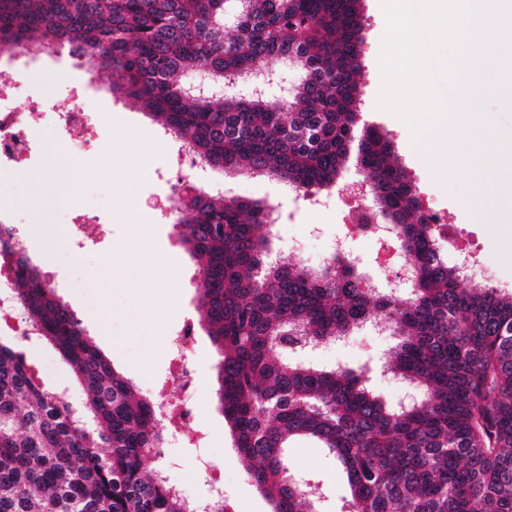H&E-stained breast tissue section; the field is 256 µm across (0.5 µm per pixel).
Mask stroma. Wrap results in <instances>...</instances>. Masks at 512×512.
Wrapping results in <instances>:
<instances>
[{"instance_id": "stroma-1", "label": "stroma", "mask_w": 512, "mask_h": 512, "mask_svg": "<svg viewBox=\"0 0 512 512\" xmlns=\"http://www.w3.org/2000/svg\"><path fill=\"white\" fill-rule=\"evenodd\" d=\"M367 19L361 69L357 75L361 95L357 104L359 122L387 130L396 145L398 163L416 185L419 197L431 200L448 213L449 224L480 248L489 259L485 283L512 291V223L498 224L494 218L512 212V170L497 172L483 194L485 207L471 216L463 207L465 186L460 177L442 182L433 162L446 148L457 128L454 90L472 83L473 72L457 71L441 80L444 114L433 134L412 143L408 128L392 115L376 108L381 85L378 57L385 31V17L377 0H362ZM88 58L70 56L62 50L51 56L31 59L23 77V94H35L46 102L72 97L89 102L93 113L90 130L76 144L65 142L55 122L37 126L35 161H25L0 171V217L10 216L16 238L40 267L58 296L81 320L96 345L113 366L129 378L138 393L150 395L167 384L170 366L167 338L185 320L196 321L200 264L186 257L180 235L172 231L171 218L159 206L169 190L165 146L159 141L158 126L130 99L107 93V73H94ZM148 149L147 169L133 192L121 186L132 173L136 159L128 155V143ZM84 169L88 193L96 208L80 242L70 241L67 204L59 195L70 181L73 169ZM195 179L206 187L221 188L226 196L262 200L277 208L281 227L272 238V250L282 262H294L295 247H302L306 263L326 254L336 238L345 233V206L336 197L320 208L284 193L280 182L251 175L232 177L223 170L206 167ZM65 236L62 247L46 248L49 233ZM175 253L181 266L170 276L152 274L146 261ZM84 280L80 289L70 287L71 273ZM143 323V335L132 333L134 323ZM194 356L201 369L197 398L198 436H167L161 464L170 482L180 484L192 498L208 503L210 487L196 469L207 455L223 466L222 478L235 512H270L268 501L245 473L232 445L214 393L215 348L204 327L195 329ZM392 341L366 329L336 347L313 352L311 361L342 362L351 368L369 370L370 383L387 402L399 401L403 387L385 372ZM31 358L44 380L54 388L68 389L78 396L70 369L49 345H30ZM291 468L317 476L327 489L320 504L322 512H340L347 484L335 459L313 442L295 441L288 451Z\"/></svg>"}]
</instances>
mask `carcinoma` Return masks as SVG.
Here are the masks:
<instances>
[{
  "label": "carcinoma",
  "mask_w": 512,
  "mask_h": 512,
  "mask_svg": "<svg viewBox=\"0 0 512 512\" xmlns=\"http://www.w3.org/2000/svg\"><path fill=\"white\" fill-rule=\"evenodd\" d=\"M228 0H0V50L68 48L112 72L111 95L146 114L201 160L266 173L317 194L336 185L358 141L377 212L412 264L398 298L364 287L362 260L310 268L268 262L267 208L203 193L178 220L202 260L198 309L216 347L215 394L233 446L272 512H318L326 489L292 469L288 441L315 440L341 466V512H512V294L459 286L456 265L396 166L393 139L359 127L366 21L360 0H245L224 37ZM292 61L302 86L285 101L212 99L185 88L205 64L221 83L256 64ZM0 224V263L34 331L69 366L81 409L0 336V512H192L161 468L154 406L135 394ZM377 311L398 336L386 368L423 393L386 404L366 374L305 361Z\"/></svg>",
  "instance_id": "obj_1"
}]
</instances>
